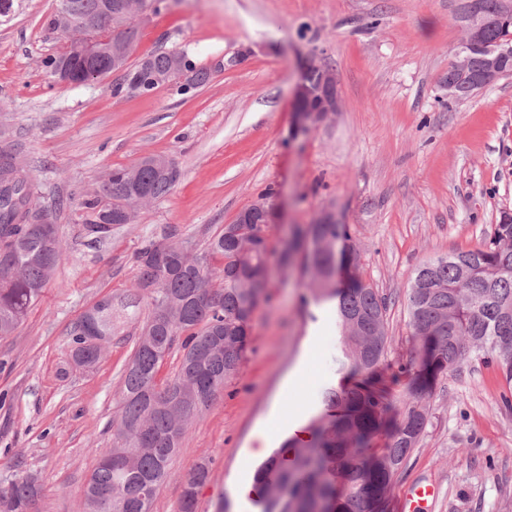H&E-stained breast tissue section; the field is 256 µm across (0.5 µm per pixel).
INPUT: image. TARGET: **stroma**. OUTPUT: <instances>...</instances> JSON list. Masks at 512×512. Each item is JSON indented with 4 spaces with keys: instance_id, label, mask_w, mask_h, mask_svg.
I'll use <instances>...</instances> for the list:
<instances>
[{
    "instance_id": "obj_1",
    "label": "stroma",
    "mask_w": 512,
    "mask_h": 512,
    "mask_svg": "<svg viewBox=\"0 0 512 512\" xmlns=\"http://www.w3.org/2000/svg\"><path fill=\"white\" fill-rule=\"evenodd\" d=\"M58 0H14L0 15V149L34 173L32 204L53 214L64 256L17 330L0 338V491L18 475L40 477L32 512H85L83 489L112 443L122 373L142 323L122 324L100 360L71 361L70 325L95 301L133 288L144 239L171 235L203 252L224 225L271 192L279 253L290 227L322 212L347 224L364 278L389 302L382 372L412 350L406 299L424 262L479 248L501 212H512V76L459 104L440 86L463 40L459 0H164L138 21L137 51H184L211 81L181 95L114 94L117 76L57 83L46 61L67 43L46 20ZM331 69L335 115L293 132V92L309 56ZM146 154L174 160L181 178L163 199L108 237L86 234L83 197L105 175ZM251 319L238 373L197 417L170 462L152 512H177L184 481L208 479L197 512H259L242 496L263 456L310 421L325 388L347 378L334 307L315 303L300 269L273 270ZM297 390L283 384L295 366ZM498 373L463 363L439 378L430 423L394 479L427 478L433 512H512V410Z\"/></svg>"
}]
</instances>
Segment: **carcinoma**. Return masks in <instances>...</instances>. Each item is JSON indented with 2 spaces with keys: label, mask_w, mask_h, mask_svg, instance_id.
<instances>
[{
  "label": "carcinoma",
  "mask_w": 512,
  "mask_h": 512,
  "mask_svg": "<svg viewBox=\"0 0 512 512\" xmlns=\"http://www.w3.org/2000/svg\"><path fill=\"white\" fill-rule=\"evenodd\" d=\"M72 12L94 17L100 0H67ZM487 47L512 44V20L485 32ZM172 53L147 55L150 74L132 68L113 89L162 87L150 78L170 69ZM193 72L188 84L168 85L186 94L207 84L211 71L182 56ZM180 172L166 175L153 158L114 167L81 203L86 229L106 234L124 212L166 196ZM33 175L16 157L0 152V337L11 335L41 296L63 258L61 240L50 241L41 219L52 214L31 204ZM268 224H226L198 254L171 240L166 260H152L162 241L147 239L136 255V286L127 297L104 296L72 323L76 365L98 362L120 319L134 317L146 300L148 315L123 370L112 448L101 457L84 489L86 512H151L169 464L194 417L212 404L237 372L250 343V320L272 273ZM310 275L315 301H336L342 353L354 383L323 396L324 411L308 426V439L292 438L257 470L263 512H384L386 494L429 424L436 379L467 360L497 369L512 408V213H501L489 239L475 250L423 263L407 294L415 356L392 382L406 379L403 406L380 379L388 352L387 298L360 273V256L347 224L332 217L291 229L277 265L296 258ZM180 351L173 376L161 381L165 360ZM208 478L199 465L185 481L179 512H196V488ZM41 491L26 474L0 493V512H31Z\"/></svg>",
  "instance_id": "cac0c4a2"
}]
</instances>
